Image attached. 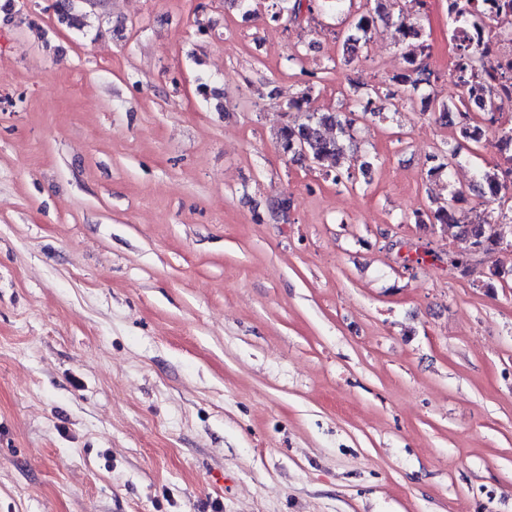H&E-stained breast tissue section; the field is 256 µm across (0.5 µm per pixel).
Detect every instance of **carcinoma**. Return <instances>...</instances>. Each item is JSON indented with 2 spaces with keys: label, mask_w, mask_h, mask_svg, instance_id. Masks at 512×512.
Segmentation results:
<instances>
[{
  "label": "carcinoma",
  "mask_w": 512,
  "mask_h": 512,
  "mask_svg": "<svg viewBox=\"0 0 512 512\" xmlns=\"http://www.w3.org/2000/svg\"><path fill=\"white\" fill-rule=\"evenodd\" d=\"M346 0H271L269 19L279 22L289 14H298L302 9L314 12V9H340ZM375 7L365 8L347 14L348 28L343 43V58L350 62L366 44L369 33L378 22L389 18L386 0H374ZM478 0H448V20L452 28L450 37L455 43L459 58L457 80L468 86L472 95L484 102V113L481 119L467 112L459 113L453 118L448 111V103L441 101L432 103L429 98H421L426 109L439 111V120L455 126L460 139L479 144L485 135V129L491 127L497 134H512V127L503 129L495 126L491 105V84L483 81L487 73L485 68V50L470 39L464 38L465 31L485 23V13L477 5ZM82 0H56L54 12L58 24L68 28L82 29L83 14L80 12ZM397 29L402 37L414 46V51L404 56L405 66L401 72L393 75L390 82L372 89V94L363 98L358 90L357 107L344 112H306L304 120H293L285 123L275 133L276 142L282 153L289 160L301 165L314 167L322 175L336 185L346 186L356 183V174L365 179L371 177L374 164L369 157L357 156L352 149L354 129L357 123L367 122L376 117L385 119L384 113L373 107V98L388 101L404 98L410 102L415 100L421 86L432 84L433 72L423 63L418 55L425 54L429 45L426 44L420 26L397 20ZM336 130V136L328 135ZM460 143L448 142L437 148L426 159V176L437 179L447 175L455 165L459 164ZM512 174V158L505 156L492 168L482 171L474 186V191L481 197H490L496 201L505 196L500 186ZM466 191L457 189L451 193L448 201L436 207H429L413 213V223L419 228L432 232L438 225L446 226L453 222L454 205L464 200ZM458 237L465 242L462 251H448V267L450 270L466 277L473 272V262L477 257L492 259L499 251L512 249V208L502 214L498 224H486L477 221L472 224H459Z\"/></svg>",
  "instance_id": "cac0c4a2"
}]
</instances>
